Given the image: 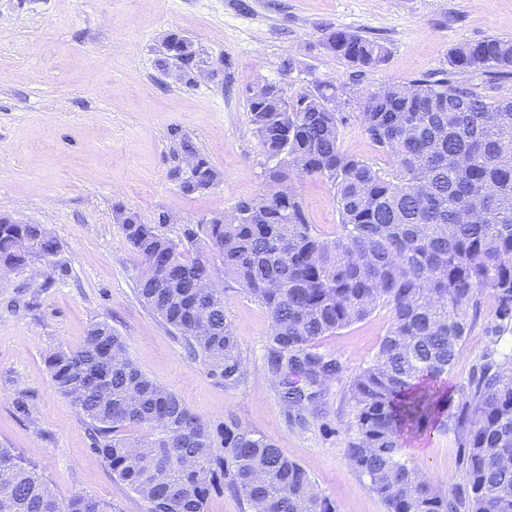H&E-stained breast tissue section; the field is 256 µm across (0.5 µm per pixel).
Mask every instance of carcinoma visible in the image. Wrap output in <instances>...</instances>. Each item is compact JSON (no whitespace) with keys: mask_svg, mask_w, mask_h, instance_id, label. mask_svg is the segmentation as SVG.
I'll return each mask as SVG.
<instances>
[{"mask_svg":"<svg viewBox=\"0 0 512 512\" xmlns=\"http://www.w3.org/2000/svg\"><path fill=\"white\" fill-rule=\"evenodd\" d=\"M171 37L178 59L199 55L190 38ZM324 47L360 73L386 56L382 44L344 28L327 33ZM448 64L452 73L512 75V39L462 44ZM411 87L367 90L354 115L390 158L386 169L342 151L349 117L326 109L335 84L318 81L292 103L284 91L248 98L262 153L273 157L266 182L295 176L329 185L339 214L332 237L309 224L294 187L239 202L222 224L185 229L193 258L134 213L121 229L141 257L140 299L224 387L239 386L245 367L215 275L224 272L267 309L268 372L298 429L323 396L320 377L339 372L315 343L389 308V330L350 384L349 464L387 512H512V355L483 353L456 399L446 385L486 300L495 337L512 333V99L491 100L446 74ZM181 152L198 158L200 176H219L191 142L182 141ZM59 248L40 224L0 221V265L22 270ZM202 279L210 287L193 288ZM46 364L87 420L93 449L146 512H205L226 488L251 512H337L269 439L232 416L208 424L146 378L109 325H94L79 347ZM132 427L150 434L132 441L124 435ZM432 429L463 448L458 496L434 488L404 458L407 435ZM0 493V512H112L81 494L61 503L36 466L9 448H0Z\"/></svg>","mask_w":512,"mask_h":512,"instance_id":"1","label":"carcinoma"}]
</instances>
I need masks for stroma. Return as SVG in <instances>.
Instances as JSON below:
<instances>
[{"label":"stroma","instance_id":"35a3bbf8","mask_svg":"<svg viewBox=\"0 0 512 512\" xmlns=\"http://www.w3.org/2000/svg\"><path fill=\"white\" fill-rule=\"evenodd\" d=\"M336 28L380 42L384 64L361 75L325 50L323 35ZM172 31L190 37L201 58L223 59V79L178 81L161 52ZM490 36L512 38V0H0V215L43 225L60 243L49 262L0 276V448L35 463L60 499L82 494L112 512H145L93 450L87 422L45 364L105 322L136 367L203 421L232 416L260 432L338 512H386L346 450L354 435L349 385L375 356L390 311L317 341L316 352L336 358L341 372L308 427H291L266 368V309L217 274L246 365L244 382L225 388L140 300V260L114 215L137 214L179 243L185 227L259 197L264 156L247 98L260 81L285 80L293 97L327 80L356 97L438 75L455 47ZM185 139L221 172L219 186L180 190L172 170ZM296 189L315 230L334 233L330 187L306 178ZM163 215L171 223H160ZM493 324L484 307L447 377L450 391L468 383L490 344L512 350L511 337L494 341ZM404 452L437 489L464 487L454 439L411 436Z\"/></svg>","mask_w":512,"mask_h":512}]
</instances>
